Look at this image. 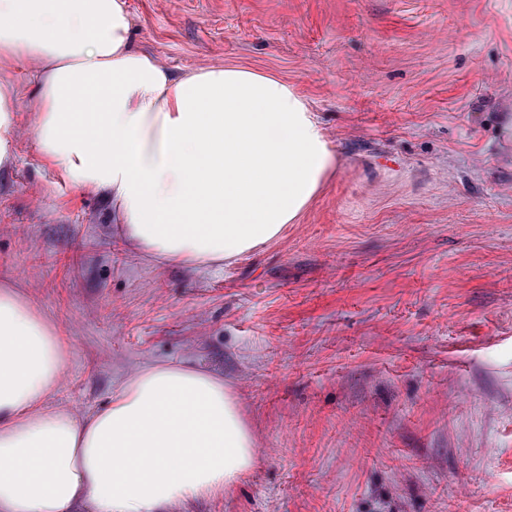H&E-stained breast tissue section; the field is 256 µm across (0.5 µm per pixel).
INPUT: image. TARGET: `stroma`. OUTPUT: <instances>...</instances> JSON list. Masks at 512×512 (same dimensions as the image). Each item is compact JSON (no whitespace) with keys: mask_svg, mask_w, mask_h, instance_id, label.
I'll list each match as a JSON object with an SVG mask.
<instances>
[{"mask_svg":"<svg viewBox=\"0 0 512 512\" xmlns=\"http://www.w3.org/2000/svg\"><path fill=\"white\" fill-rule=\"evenodd\" d=\"M169 69L310 104L336 170L222 270L165 263L44 163L29 66L0 164V286L71 345L53 404L224 377L256 464L177 512H512V0H125Z\"/></svg>","mask_w":512,"mask_h":512,"instance_id":"1","label":"stroma"}]
</instances>
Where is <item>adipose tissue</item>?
I'll return each instance as SVG.
<instances>
[{"label": "adipose tissue", "instance_id": "obj_1", "mask_svg": "<svg viewBox=\"0 0 512 512\" xmlns=\"http://www.w3.org/2000/svg\"><path fill=\"white\" fill-rule=\"evenodd\" d=\"M123 0H0V162L16 134L13 65L38 82L37 141L62 180L106 196L166 262L223 267L275 239L336 161L303 97L236 67L173 74L129 41ZM68 350L0 289V512H174L254 465L224 380L156 364L91 414L52 405Z\"/></svg>", "mask_w": 512, "mask_h": 512}]
</instances>
